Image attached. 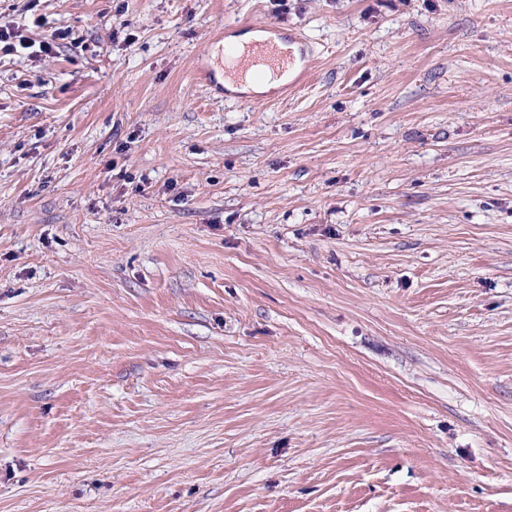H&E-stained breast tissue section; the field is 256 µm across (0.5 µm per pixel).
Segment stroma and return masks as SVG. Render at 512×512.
I'll use <instances>...</instances> for the list:
<instances>
[{"label":"stroma","mask_w":512,"mask_h":512,"mask_svg":"<svg viewBox=\"0 0 512 512\" xmlns=\"http://www.w3.org/2000/svg\"><path fill=\"white\" fill-rule=\"evenodd\" d=\"M301 86L224 96L229 37ZM0 512H512V0H0ZM17 45L21 48L31 47L28 46L26 37L22 35L21 31H18V28L7 25L0 26V53L8 55L17 52ZM224 57L236 62L241 69H248L251 65L262 63L277 75L281 76L288 72V85L296 86L302 82L314 65L312 56L299 53V60L295 58L293 51H288L272 38L256 43L251 48V54L246 57H238L235 47L226 45L224 47Z\"/></svg>","instance_id":"35a3bbf8"}]
</instances>
